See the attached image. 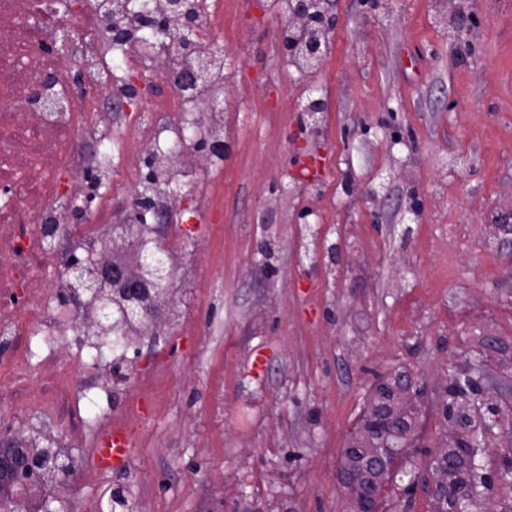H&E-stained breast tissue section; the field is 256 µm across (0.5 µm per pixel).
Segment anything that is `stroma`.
I'll return each instance as SVG.
<instances>
[{
	"mask_svg": "<svg viewBox=\"0 0 512 512\" xmlns=\"http://www.w3.org/2000/svg\"><path fill=\"white\" fill-rule=\"evenodd\" d=\"M271 3L224 0L209 30L240 64L220 103L231 152L194 162L185 296L129 381L110 353L57 351L81 365L74 409L116 413L128 397L151 414L120 470H92L67 439L72 489L51 492L53 512H346L340 450L373 375L425 385L431 447L448 434L449 372L471 369L497 412L483 464L512 512V0H384L370 15L333 0V49L311 80L282 58ZM455 8L480 18L462 53ZM312 85L331 100L314 132L297 112ZM298 138L323 163L311 183L292 178ZM152 348L168 366L144 387Z\"/></svg>",
	"mask_w": 512,
	"mask_h": 512,
	"instance_id": "1",
	"label": "stroma"
}]
</instances>
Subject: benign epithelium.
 <instances>
[{
	"label": "benign epithelium",
	"instance_id": "obj_1",
	"mask_svg": "<svg viewBox=\"0 0 512 512\" xmlns=\"http://www.w3.org/2000/svg\"><path fill=\"white\" fill-rule=\"evenodd\" d=\"M125 4V21L109 28L111 40L119 43L141 37L163 47V54L171 58L164 73V84L171 91L204 80L217 61L224 62L227 69L235 65V60L220 46L200 58L193 68H182L172 60L195 42L201 25L200 14L183 9L184 0H169V12L147 20L142 19V0H125ZM479 22L475 13L457 15L454 36L462 38ZM335 27L336 18L329 0H288V24L280 26L278 31L284 55L302 74L315 73L330 51ZM328 110L327 95L312 90L299 105L300 127L315 129ZM292 163L301 180L314 181V156L305 142L295 143ZM174 223V211L155 208L144 193L138 194L132 203L113 210L112 224L106 227L105 243L111 254L99 262L96 276L86 275L83 260L71 258L68 261L71 297L81 302L105 289L112 299L123 305L127 316L139 318L151 326L156 324L164 285L171 271L160 238L145 246L138 241L136 228L139 224H153L160 234L167 225ZM416 398L415 379L400 372L389 379L384 390H371L367 422L349 439L347 452L342 455L337 469L339 483L351 491L347 496V512H377L375 503L384 494L386 485L366 464L377 456L379 428L394 419L406 418L409 408L416 405ZM39 467L40 461L34 455L22 451L10 438L0 437L1 498L13 494L18 476Z\"/></svg>",
	"mask_w": 512,
	"mask_h": 512
}]
</instances>
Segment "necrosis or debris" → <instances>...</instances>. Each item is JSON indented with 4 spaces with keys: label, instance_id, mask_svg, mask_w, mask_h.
Segmentation results:
<instances>
[{
    "label": "necrosis or debris",
    "instance_id": "4bbe7bcc",
    "mask_svg": "<svg viewBox=\"0 0 512 512\" xmlns=\"http://www.w3.org/2000/svg\"><path fill=\"white\" fill-rule=\"evenodd\" d=\"M124 0H86L80 11L61 17L51 0H0V184L18 186V196L0 204V420L23 406L41 407L63 420L71 418L74 370L55 356L64 328L80 331L89 307L62 308L60 295L67 286L64 258L58 241L83 254L89 270H96L97 234L108 224L111 201L99 199L94 222L74 224L67 202L72 196L67 176L78 173L84 159L81 145H96L95 166L101 183L114 182L113 147L134 141L149 147L178 135V120L199 112L208 102L224 97L223 64L212 66L207 78L194 86L164 94L115 76L105 62L112 47L104 29L121 15ZM76 29L74 63L50 51L61 20ZM55 73L66 94L65 111L43 109V87L37 76ZM138 95L141 104L131 114L128 135L116 134L103 97ZM172 123L161 124L159 114ZM181 161L157 153V190L154 204L174 207L170 186L185 194L195 190V151L184 142ZM41 338L45 350L32 359V341Z\"/></svg>",
    "mask_w": 512,
    "mask_h": 512
}]
</instances>
